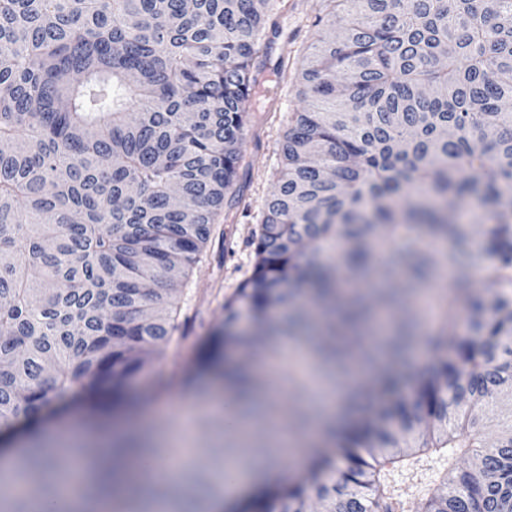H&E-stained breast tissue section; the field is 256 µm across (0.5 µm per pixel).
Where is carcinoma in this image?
I'll return each instance as SVG.
<instances>
[{"instance_id": "obj_1", "label": "carcinoma", "mask_w": 512, "mask_h": 512, "mask_svg": "<svg viewBox=\"0 0 512 512\" xmlns=\"http://www.w3.org/2000/svg\"><path fill=\"white\" fill-rule=\"evenodd\" d=\"M285 0H0V432L71 406H137L132 383L160 392L193 377L168 370L184 337L173 288L189 279L212 224L233 203L250 91ZM351 16L302 72L307 107L281 143L283 168L250 245L251 274L225 300L224 328L202 337L276 356L283 339L335 378L374 360L371 307L402 318L389 363L348 390L356 416L310 448L312 478L277 483L241 512H405L393 468L448 456L452 486L424 512H512V0H323ZM490 213L487 247L470 249ZM430 364L406 351L421 322L412 297L445 265ZM487 269L484 287L469 272ZM243 317L256 332L233 330ZM455 334L452 340L447 335ZM230 404L252 413L264 379L230 368ZM498 415L490 424L476 413ZM224 447L249 463L258 448ZM341 450V459L331 449ZM472 455L485 469L457 466ZM112 470L79 488L83 512L112 488L115 512H146L136 469L168 476L138 436L112 444ZM38 445L9 470L0 512H56L61 473Z\"/></svg>"}]
</instances>
